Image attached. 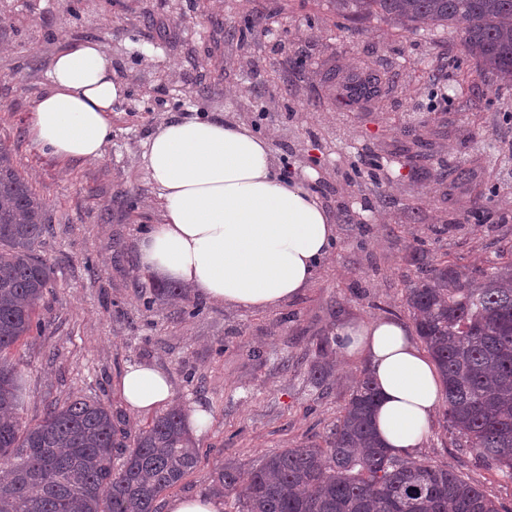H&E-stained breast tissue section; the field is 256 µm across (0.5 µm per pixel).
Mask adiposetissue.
Returning a JSON list of instances; mask_svg holds the SVG:
<instances>
[{
	"label": "adipose tissue",
	"instance_id": "1",
	"mask_svg": "<svg viewBox=\"0 0 512 512\" xmlns=\"http://www.w3.org/2000/svg\"><path fill=\"white\" fill-rule=\"evenodd\" d=\"M48 79L29 120L33 144L64 163L101 158L126 93L102 46L63 47ZM143 159L162 221L142 236L139 263L205 299L245 310L278 307L312 281L336 239L313 174L281 177L267 142L245 123L172 117L145 142ZM336 347L361 359L375 382L380 440L415 456L441 398L435 365L408 325L393 317L348 321L336 330ZM117 387L133 413L173 399L168 376L145 364L126 365Z\"/></svg>",
	"mask_w": 512,
	"mask_h": 512
}]
</instances>
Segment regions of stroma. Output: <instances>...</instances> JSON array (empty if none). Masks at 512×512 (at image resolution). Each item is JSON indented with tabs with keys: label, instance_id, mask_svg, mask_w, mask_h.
Returning <instances> with one entry per match:
<instances>
[{
	"label": "stroma",
	"instance_id": "35a3bbf8",
	"mask_svg": "<svg viewBox=\"0 0 512 512\" xmlns=\"http://www.w3.org/2000/svg\"><path fill=\"white\" fill-rule=\"evenodd\" d=\"M86 40L102 45L127 93L102 159L64 165L35 148L28 121L53 56ZM442 58L462 66L430 81ZM364 70L390 83L355 103L342 80ZM174 115L246 123L277 163L314 171L336 241L300 296L259 311L156 299L158 282L137 260L161 220L143 144ZM0 142L46 204L36 253L55 272L41 334L14 351L21 422L85 397L108 406L132 444L151 416L127 411L116 379L131 363L156 366L175 404L211 416L196 438L200 462L170 499L208 495L224 461L247 470L322 442L362 370L338 353L337 325L410 321L418 255L473 269L512 248V81L479 76L454 28L340 21L333 0H0ZM417 456L512 512V483L456 448L443 414Z\"/></svg>",
	"mask_w": 512,
	"mask_h": 512
}]
</instances>
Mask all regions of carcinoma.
I'll list each match as a JSON object with an SVG mask.
<instances>
[{
  "label": "carcinoma",
  "instance_id": "1",
  "mask_svg": "<svg viewBox=\"0 0 512 512\" xmlns=\"http://www.w3.org/2000/svg\"><path fill=\"white\" fill-rule=\"evenodd\" d=\"M341 17L380 16L413 31L453 27L485 75L512 76V0H334ZM386 74L346 80L352 96L377 97ZM47 230L43 198L0 143V512H159L163 494L199 462L179 407L138 433L122 465L112 412L82 398L47 404L44 418H19L18 366L9 351L40 329L39 301L51 266L34 249ZM406 305L445 388L446 429L512 481V251L490 269L463 270L425 259ZM377 388L361 375L321 444L264 456L242 480L226 462L210 492L236 495L238 512H499L479 486L455 471L399 458L378 438Z\"/></svg>",
  "mask_w": 512,
  "mask_h": 512
}]
</instances>
